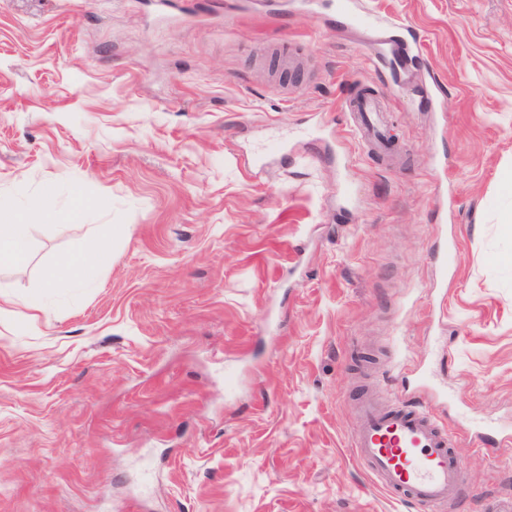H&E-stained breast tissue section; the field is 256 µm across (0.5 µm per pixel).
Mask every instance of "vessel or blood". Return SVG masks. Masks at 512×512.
<instances>
[{
  "mask_svg": "<svg viewBox=\"0 0 512 512\" xmlns=\"http://www.w3.org/2000/svg\"><path fill=\"white\" fill-rule=\"evenodd\" d=\"M364 144L385 128L375 94L364 91L344 104ZM357 430L349 447L366 473L381 488L421 512H446L464 485V469L453 452L456 436L421 402H385L367 393L358 402Z\"/></svg>",
  "mask_w": 512,
  "mask_h": 512,
  "instance_id": "1",
  "label": "vessel or blood"
}]
</instances>
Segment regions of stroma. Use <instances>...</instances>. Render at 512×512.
Instances as JSON below:
<instances>
[{"mask_svg":"<svg viewBox=\"0 0 512 512\" xmlns=\"http://www.w3.org/2000/svg\"><path fill=\"white\" fill-rule=\"evenodd\" d=\"M269 2L0 0V202L90 203L0 267V512H409L349 451L369 387L457 432L447 512L512 497L473 427L512 436V0H354L420 37L382 67ZM344 111L349 112L354 130L360 141L371 145L378 140L377 134L384 131V112H391L387 106L380 105L375 94L359 92L344 104ZM95 263L80 256H69L60 260L46 277L45 288H55L60 283L87 286L95 281Z\"/></svg>","mask_w":512,"mask_h":512,"instance_id":"35a3bbf8","label":"stroma"}]
</instances>
